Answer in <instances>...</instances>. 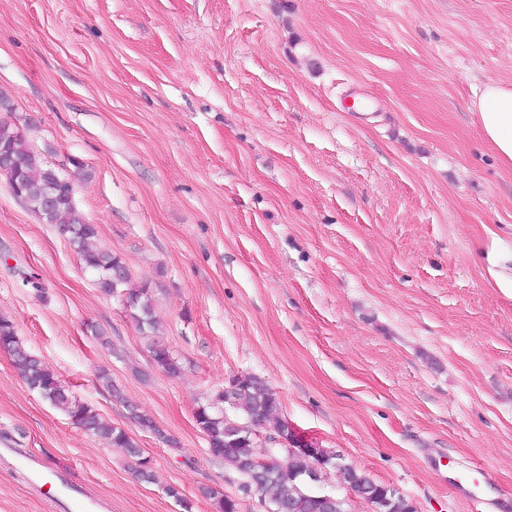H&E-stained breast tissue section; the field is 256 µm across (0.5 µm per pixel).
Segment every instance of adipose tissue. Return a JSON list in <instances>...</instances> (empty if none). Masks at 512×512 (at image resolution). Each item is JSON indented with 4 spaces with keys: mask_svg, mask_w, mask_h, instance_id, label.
I'll return each instance as SVG.
<instances>
[{
    "mask_svg": "<svg viewBox=\"0 0 512 512\" xmlns=\"http://www.w3.org/2000/svg\"><path fill=\"white\" fill-rule=\"evenodd\" d=\"M472 106L487 142L512 164V83L490 82L474 92Z\"/></svg>",
    "mask_w": 512,
    "mask_h": 512,
    "instance_id": "adipose-tissue-1",
    "label": "adipose tissue"
}]
</instances>
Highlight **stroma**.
Masks as SVG:
<instances>
[{
    "instance_id": "obj_1",
    "label": "stroma",
    "mask_w": 512,
    "mask_h": 512,
    "mask_svg": "<svg viewBox=\"0 0 512 512\" xmlns=\"http://www.w3.org/2000/svg\"><path fill=\"white\" fill-rule=\"evenodd\" d=\"M490 81L512 82V0H0V122L91 168L75 207L159 329L2 176L0 316L155 480L3 350L0 439L112 512H215L208 488L265 512L194 418L251 375L417 512H472L463 471L512 498V168L471 108ZM355 90L370 113L342 111ZM50 494L0 463V512H52ZM0 349L7 351L13 365L30 388L51 405L65 411L76 427L103 437L113 448L122 449L134 462V472L139 480L151 483L155 474L146 465L143 451L124 429L112 425L89 406L72 400L58 377L50 371L21 343L14 323L0 316Z\"/></svg>"
}]
</instances>
